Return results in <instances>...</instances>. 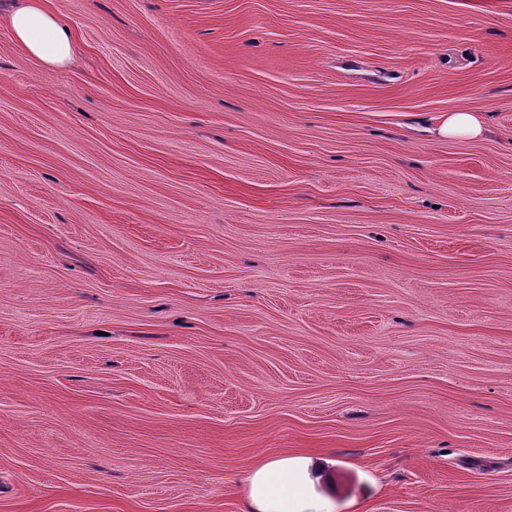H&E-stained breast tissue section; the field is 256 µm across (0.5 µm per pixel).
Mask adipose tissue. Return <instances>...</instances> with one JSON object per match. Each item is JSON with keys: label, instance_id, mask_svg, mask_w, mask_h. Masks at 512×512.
Here are the masks:
<instances>
[{"label": "adipose tissue", "instance_id": "1", "mask_svg": "<svg viewBox=\"0 0 512 512\" xmlns=\"http://www.w3.org/2000/svg\"><path fill=\"white\" fill-rule=\"evenodd\" d=\"M4 20L14 41L31 59L51 67L72 58L74 32L47 0H14ZM313 460L308 456L271 458L248 474L246 512H324L308 499L304 487Z\"/></svg>", "mask_w": 512, "mask_h": 512}]
</instances>
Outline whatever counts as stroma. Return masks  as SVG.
<instances>
[{
    "instance_id": "1",
    "label": "stroma",
    "mask_w": 512,
    "mask_h": 512,
    "mask_svg": "<svg viewBox=\"0 0 512 512\" xmlns=\"http://www.w3.org/2000/svg\"><path fill=\"white\" fill-rule=\"evenodd\" d=\"M0 25V512H512V0H48ZM476 139L432 134L449 113ZM4 20L14 41L31 59L51 67H63L74 48L72 26L48 7L47 0H13ZM313 458L295 456L271 458L248 474L245 512H324L304 494Z\"/></svg>"
}]
</instances>
